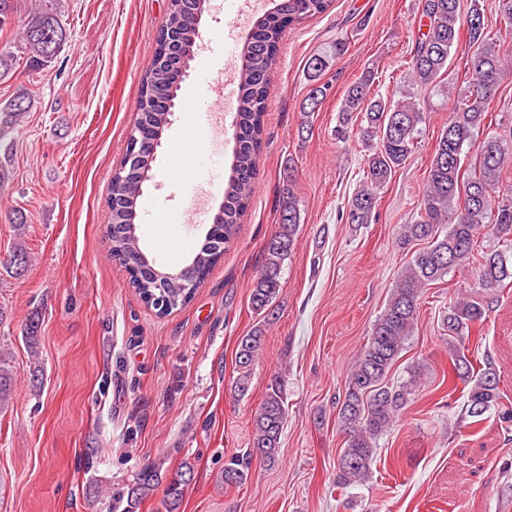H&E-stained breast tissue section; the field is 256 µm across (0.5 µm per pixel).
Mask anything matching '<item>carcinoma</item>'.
Wrapping results in <instances>:
<instances>
[{
    "label": "carcinoma",
    "instance_id": "obj_1",
    "mask_svg": "<svg viewBox=\"0 0 512 512\" xmlns=\"http://www.w3.org/2000/svg\"><path fill=\"white\" fill-rule=\"evenodd\" d=\"M332 0H280L267 14L256 19L243 47L240 75L236 145L230 174L224 184V209L215 217L205 242L191 255L182 272L165 277L152 270L153 262L139 236L130 232L136 220L137 203L152 169L155 152L151 144L169 125L183 70L189 67L204 13V0H169L165 20L158 32L150 67L143 74L136 103L132 133L137 151L124 155L120 171L109 187L107 241L112 256L130 273V283L146 305L165 301L157 310L166 316L191 302L198 286L235 241L245 213L243 201L254 194L259 154L263 143V116L270 95V73L276 65L285 30L296 23L328 11ZM18 12L17 0H0V29L9 26ZM425 30L418 33L406 62L411 85L419 92L442 87L451 52L458 48L461 27H467L468 45L474 49L465 90L454 99L448 127L437 139L427 169V184L416 220L402 226L400 240L408 245L424 241L398 276L383 313L361 347L347 376V389L338 411L346 434V446L337 460L336 484L359 486L367 479L377 458V440L397 423L408 404L419 374L407 371L396 382L389 377L418 318L424 288L444 279L452 270L469 266L475 270L477 287L486 294L512 284V252H480L477 237L492 235L512 241V197L501 193L502 170L512 161V143L494 131L479 142L468 174L461 171L475 133L486 127L490 100L497 91L506 60L497 49L501 32H492L479 0H471L461 14L460 0H422ZM67 29L53 7L40 5L28 12L19 38L11 50L0 53V80L12 78L20 67L36 71L46 66L67 42ZM345 42L338 40L329 50L306 62L313 87L305 107L313 112L327 96L328 86L318 84L330 62L344 54ZM375 74L368 70L352 84L341 100L336 133L344 137L356 115L362 116L360 134L376 141L366 160L364 184L348 201L346 221L369 224L374 220L377 197L393 173L412 156L418 144L424 106L413 92L400 98L372 92ZM31 107L30 97L17 95L0 111V160L13 151L16 126ZM283 202L278 231L264 249L261 270L250 293L251 309L270 315L281 288L283 263L295 248L301 212L292 190L290 167L284 168ZM28 263L25 245L16 242L3 259V268L23 271ZM485 305L475 297H464L448 307L444 325L451 355L450 373L471 384L465 401L472 424L501 405L497 373L490 363L475 368L465 354L471 325L482 320ZM261 331L241 339L236 353L237 377L234 391L248 392L251 369L261 348ZM13 396L9 359L0 352V408ZM284 379L274 377L254 415L252 445L224 459L221 478L226 487H241L251 476L253 457L270 464L279 458L281 435L286 421ZM164 462L146 464L133 482L112 490V512H139L141 503L164 485L165 512H179L193 468L183 463L177 470L163 472Z\"/></svg>",
    "mask_w": 512,
    "mask_h": 512
}]
</instances>
